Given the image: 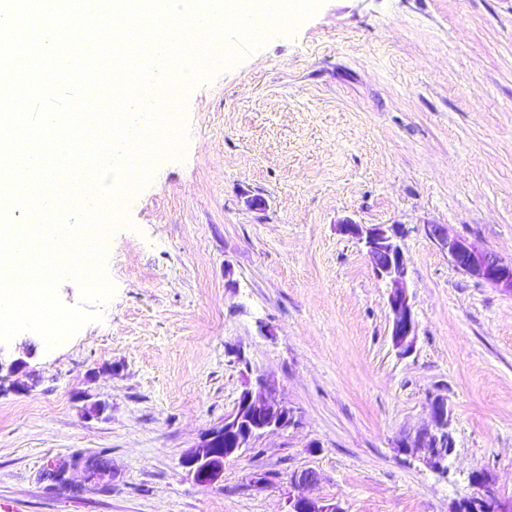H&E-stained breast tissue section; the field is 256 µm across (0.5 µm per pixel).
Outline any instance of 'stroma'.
<instances>
[{
  "instance_id": "1",
  "label": "stroma",
  "mask_w": 512,
  "mask_h": 512,
  "mask_svg": "<svg viewBox=\"0 0 512 512\" xmlns=\"http://www.w3.org/2000/svg\"><path fill=\"white\" fill-rule=\"evenodd\" d=\"M184 120L183 157L118 207L102 320L51 349L32 331L0 344L28 363L0 392V501L287 512L303 469L344 512H448L478 468L512 498V297L423 231L512 261V0H318L292 34L197 81ZM343 217L407 229L408 354ZM248 378L272 382L295 422L199 486L181 459ZM437 395L455 442L442 470L396 446ZM98 456L110 473L92 479L81 463ZM62 462L66 486L47 476Z\"/></svg>"
}]
</instances>
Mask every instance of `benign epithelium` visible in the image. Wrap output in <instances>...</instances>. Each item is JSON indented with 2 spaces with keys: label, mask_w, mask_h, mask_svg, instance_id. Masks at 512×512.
I'll return each mask as SVG.
<instances>
[{
  "label": "benign epithelium",
  "mask_w": 512,
  "mask_h": 512,
  "mask_svg": "<svg viewBox=\"0 0 512 512\" xmlns=\"http://www.w3.org/2000/svg\"><path fill=\"white\" fill-rule=\"evenodd\" d=\"M337 232L363 244L378 278L389 288L388 307L391 318V339L400 354L409 353L416 336V316L408 292V267L400 245L405 229L400 224H359L350 218L336 224ZM425 235L448 254L462 274L481 281L512 296V262L506 263L488 250H480L460 236H452L442 224L424 225ZM293 423V411L279 397L275 388L265 382H245L234 410L224 422L209 429L195 449L185 455L182 466L192 480L205 487L222 481L224 462L237 458L253 447L268 431L283 429ZM404 451H423V462L436 470L454 451L450 431L448 401L433 397L428 403V421L413 434L398 440ZM313 470L292 473L288 478V512H343L335 501L323 500L306 493L316 484ZM472 484L479 493L465 496L456 503L457 512H512V499L499 496L483 470L472 472Z\"/></svg>",
  "instance_id": "7a95c632"
}]
</instances>
